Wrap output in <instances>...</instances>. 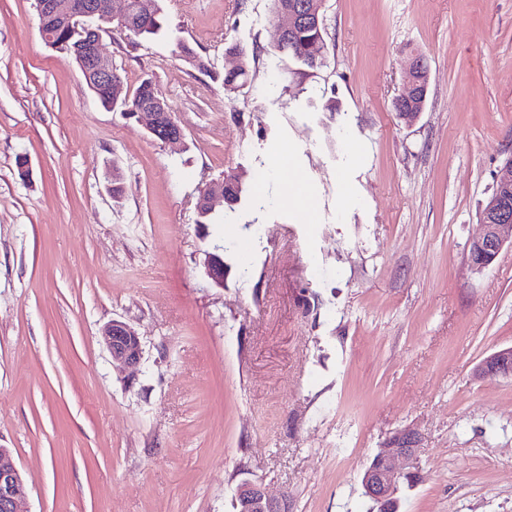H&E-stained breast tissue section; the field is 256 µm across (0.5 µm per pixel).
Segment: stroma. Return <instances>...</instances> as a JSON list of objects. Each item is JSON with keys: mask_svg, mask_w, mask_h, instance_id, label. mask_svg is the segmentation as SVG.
<instances>
[{"mask_svg": "<svg viewBox=\"0 0 512 512\" xmlns=\"http://www.w3.org/2000/svg\"><path fill=\"white\" fill-rule=\"evenodd\" d=\"M325 5L315 71L276 52L269 0H166L152 39L103 34L127 90L157 83L172 146L46 47L34 0H0V446L27 512H235L245 478L291 512H373L361 471L406 428L401 512H512V377L472 376L512 346V248L467 262L512 158V0ZM235 43L252 61L229 90ZM414 52L430 88L409 126ZM227 173L234 221L199 224ZM115 318L142 341L131 377L99 340ZM420 76H424V78ZM404 82L408 91L395 101V111L400 119L411 124L424 111L429 91L430 72L424 55L411 54L405 71ZM224 178L235 180L242 186L241 177L238 174L224 175ZM215 180L210 182L200 193L197 200V210L205 209L210 214L212 213V202L214 199L222 198L224 206L226 204H233L234 198L237 193V185L233 181Z\"/></svg>", "mask_w": 512, "mask_h": 512, "instance_id": "stroma-1", "label": "stroma"}]
</instances>
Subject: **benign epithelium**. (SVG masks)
<instances>
[{
  "instance_id": "benign-epithelium-1",
  "label": "benign epithelium",
  "mask_w": 512,
  "mask_h": 512,
  "mask_svg": "<svg viewBox=\"0 0 512 512\" xmlns=\"http://www.w3.org/2000/svg\"><path fill=\"white\" fill-rule=\"evenodd\" d=\"M111 0H35L40 29L49 47L71 56L81 71L88 88L112 95V76L117 69L102 54L101 32L115 22H124L125 16L115 15ZM321 3H293L278 14L274 30V44L297 30L319 23ZM407 93L395 101V111L408 124L415 122L424 111L430 83V72L424 55L414 53L404 75ZM132 118L145 125L147 132L164 143L183 140L184 133L170 112H163L154 104H146L132 113ZM237 185L228 180L210 182L200 193L197 208L212 212V202L223 199L231 204ZM481 231L469 245L468 265L475 273L487 270L498 258L506 242V233L512 232V158L495 174L491 196L480 212ZM206 276L218 287H224V258L216 253L206 255ZM103 345L112 360L124 369L135 370L143 357L142 341L134 327L126 321L113 319L101 329ZM480 380L512 376V346L494 351L475 369ZM421 438L412 430H402L390 436L380 449L382 463L368 466L361 476V487L371 501L386 505L396 500L401 484L419 476L418 454ZM28 495V486L15 466L11 451L0 448V512H21ZM235 507L239 512H290L288 495L268 492L258 480L245 479L236 489Z\"/></svg>"
}]
</instances>
